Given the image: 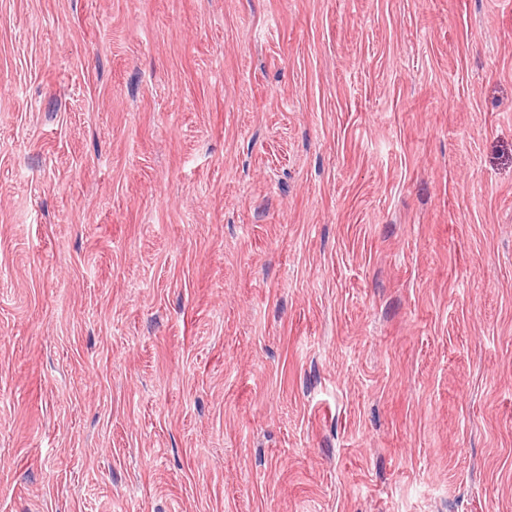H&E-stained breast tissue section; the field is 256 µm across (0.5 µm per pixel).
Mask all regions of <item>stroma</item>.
<instances>
[{
  "mask_svg": "<svg viewBox=\"0 0 512 512\" xmlns=\"http://www.w3.org/2000/svg\"><path fill=\"white\" fill-rule=\"evenodd\" d=\"M0 512H512V0H0Z\"/></svg>",
  "mask_w": 512,
  "mask_h": 512,
  "instance_id": "obj_1",
  "label": "stroma"
}]
</instances>
